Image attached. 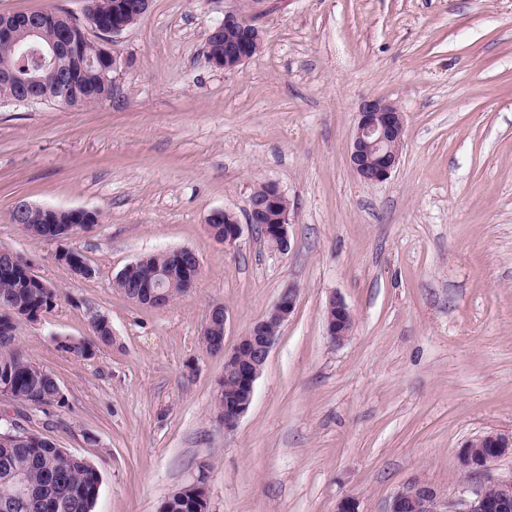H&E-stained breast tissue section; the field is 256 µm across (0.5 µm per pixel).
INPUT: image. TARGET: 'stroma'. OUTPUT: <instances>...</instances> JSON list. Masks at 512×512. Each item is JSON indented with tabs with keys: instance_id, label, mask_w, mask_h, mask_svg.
Masks as SVG:
<instances>
[{
	"instance_id": "35a3bbf8",
	"label": "stroma",
	"mask_w": 512,
	"mask_h": 512,
	"mask_svg": "<svg viewBox=\"0 0 512 512\" xmlns=\"http://www.w3.org/2000/svg\"><path fill=\"white\" fill-rule=\"evenodd\" d=\"M240 10L261 50L226 71L210 29ZM110 99L81 108L0 105V248L58 288L15 346L50 371L61 407L0 399V418L101 474L93 512H159L205 476L209 512H384L407 483L451 499L512 478V454L464 467L465 442L512 434V0H151L114 36ZM404 114L381 183L348 163L360 105ZM290 201L287 253L244 225L235 248L207 228L245 217L253 187ZM98 212L66 242L29 236L18 202ZM78 251L75 275L56 258ZM188 248L192 290L148 307L113 286L142 255ZM281 329L233 433L213 413L224 353L287 289ZM340 297L355 323L330 342ZM224 304V348L206 347ZM104 313L114 343L60 350ZM326 334L334 344H340L351 334L353 317L347 305L339 298L331 297L325 319Z\"/></svg>"
}]
</instances>
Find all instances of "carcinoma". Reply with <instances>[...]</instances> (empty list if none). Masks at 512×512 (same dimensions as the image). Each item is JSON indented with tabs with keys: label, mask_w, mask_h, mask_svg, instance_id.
Here are the masks:
<instances>
[{
	"label": "carcinoma",
	"mask_w": 512,
	"mask_h": 512,
	"mask_svg": "<svg viewBox=\"0 0 512 512\" xmlns=\"http://www.w3.org/2000/svg\"><path fill=\"white\" fill-rule=\"evenodd\" d=\"M139 0H88L87 12L104 24L112 25L118 19L131 25L141 19L139 12H125L123 5ZM81 54L73 59L62 56L55 65L38 72L42 84L53 90L59 80L67 78L69 93L60 103L69 107H81L105 101L112 96V84L99 78L101 62L100 44L91 42L86 33L74 32ZM99 215L93 213L77 222L68 213H59L48 220L46 214H35L23 230L43 239L62 233V226L73 225L84 229L98 223ZM63 262L72 271L90 278L95 270L74 249L62 250ZM186 259L170 251L143 256L136 260L135 268L115 287L129 298L146 302L155 291L156 283L164 279L166 297L159 305L168 304L176 296L185 294L193 287L194 278L183 269ZM60 298L56 288H41L29 279L17 263L0 260V348L16 340L20 321L52 309ZM93 337L67 339L59 348L77 358H88L100 346L113 342L112 325L104 318L89 320ZM0 386L9 389L20 404L38 407L43 404L63 406L58 397L57 380L46 369L30 362L17 352L0 353ZM0 438V499L9 497L14 489L5 479V471L12 469L23 473L30 485L34 504L26 512H93L101 484L98 469L86 459L57 447L45 437L23 431L13 436L1 431ZM209 507L200 489L180 487L160 507V512H208Z\"/></svg>",
	"instance_id": "cac0c4a2"
}]
</instances>
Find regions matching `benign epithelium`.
I'll return each mask as SVG.
<instances>
[{
    "instance_id": "7a95c632",
    "label": "benign epithelium",
    "mask_w": 512,
    "mask_h": 512,
    "mask_svg": "<svg viewBox=\"0 0 512 512\" xmlns=\"http://www.w3.org/2000/svg\"><path fill=\"white\" fill-rule=\"evenodd\" d=\"M57 22L56 13L45 11L38 19L29 16L4 15L0 17V39L15 38L16 30L26 28L35 38L41 29ZM224 32V58L215 57L211 63L227 71L238 69L252 58L259 48L262 37L259 27L250 18L237 11L224 13V20L214 27V32ZM75 50L69 32L49 43L46 48L36 50V65L54 60L59 54ZM0 83L16 86L18 92L14 103H36L52 98L45 90L36 73L19 78L11 65L0 67ZM405 120L398 106L383 99L365 101L359 109L358 121L353 134L349 166L351 171L367 183L386 181L400 159L404 141ZM273 192L262 207L247 204V223L254 226L262 223L270 214L274 222L270 235L279 239V251L288 250L289 212L279 209V198L284 191L272 183ZM242 235V225L235 221L226 226L224 237L218 243L231 249ZM296 292L290 290L280 295L268 312L253 323L245 337L250 339L253 356L242 357L241 344L224 353V432L234 431L247 413L254 395L255 382L260 376L271 349L278 338V328L294 312ZM326 335L334 344L345 341L353 328V317L347 305L339 298L329 299L325 319ZM243 389L248 398L238 402L236 392ZM512 448V436L489 432L471 439L462 451L464 464L471 469H482L508 453ZM16 486V494L0 502V512H19L23 496L27 495L24 479L10 475ZM385 512H512V479L498 481L473 491V497L463 502H451L433 485L415 480L398 490L390 500Z\"/></svg>"
}]
</instances>
